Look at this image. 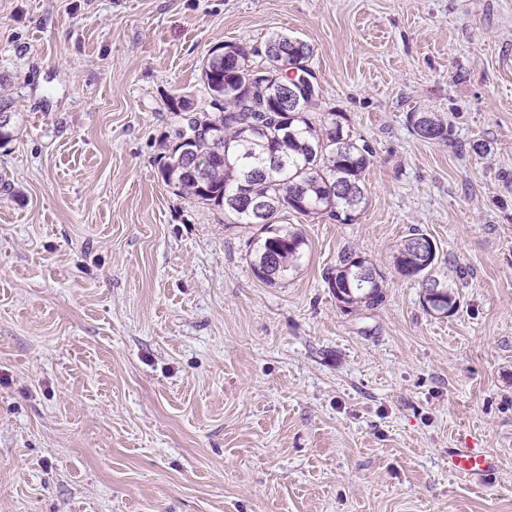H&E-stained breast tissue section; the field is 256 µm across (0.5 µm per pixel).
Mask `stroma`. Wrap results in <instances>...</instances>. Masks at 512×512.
I'll return each instance as SVG.
<instances>
[{
  "mask_svg": "<svg viewBox=\"0 0 512 512\" xmlns=\"http://www.w3.org/2000/svg\"><path fill=\"white\" fill-rule=\"evenodd\" d=\"M276 33L373 161L355 222L281 215L306 244L268 285L158 158L210 49ZM0 99V512H512V0H0ZM413 227L449 316L394 266ZM347 248L379 306L333 297ZM467 447L498 470L449 473ZM408 121L423 139L448 141L452 125L436 112H412Z\"/></svg>",
  "mask_w": 512,
  "mask_h": 512,
  "instance_id": "stroma-1",
  "label": "stroma"
}]
</instances>
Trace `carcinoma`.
I'll list each match as a JSON object with an SVG mask.
<instances>
[{"instance_id": "carcinoma-1", "label": "carcinoma", "mask_w": 512, "mask_h": 512, "mask_svg": "<svg viewBox=\"0 0 512 512\" xmlns=\"http://www.w3.org/2000/svg\"><path fill=\"white\" fill-rule=\"evenodd\" d=\"M282 55L288 56V66L266 89L280 112L258 127L256 113L250 111L247 76L271 67ZM311 55L310 45L283 33L271 36L261 51L239 43L212 48L202 67L210 98L206 129L189 140L173 130L172 143L159 157L161 178L182 197L224 210L229 224L259 226L251 263L256 276L270 285L288 277L305 244L300 233L276 224L280 213L326 215L351 224L368 200L364 173L373 162V151L343 124L344 114L331 110L317 124L310 118L316 102L308 94L294 97L286 109L281 103L282 88L290 83L285 72ZM2 112L10 113V121L0 124V145L12 140L16 125L10 103L0 102ZM408 121L423 139L446 141L451 132V124L436 112H412ZM241 189L249 201L242 200ZM421 240L427 243L429 236L412 229L398 248L395 267L402 276H418L441 290L450 315L459 305L452 282L437 272V258L418 263L416 244ZM326 281L346 308H373L383 302L381 276L353 249L339 254Z\"/></svg>"}]
</instances>
